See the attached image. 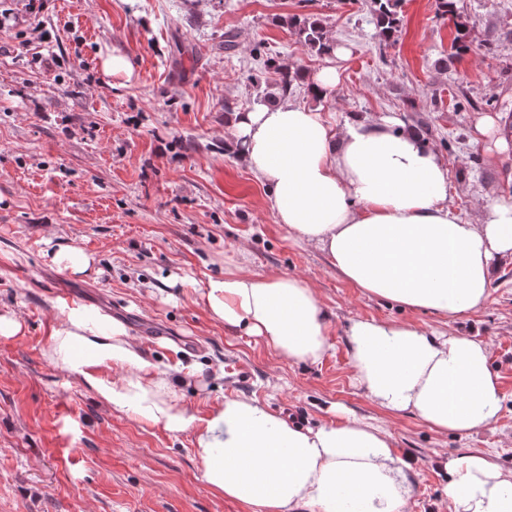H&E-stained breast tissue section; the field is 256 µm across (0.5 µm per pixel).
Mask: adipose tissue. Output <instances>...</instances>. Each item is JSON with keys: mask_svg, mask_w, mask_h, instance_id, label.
<instances>
[{"mask_svg": "<svg viewBox=\"0 0 512 512\" xmlns=\"http://www.w3.org/2000/svg\"><path fill=\"white\" fill-rule=\"evenodd\" d=\"M339 82L334 62L309 78L314 105L287 99L232 115L234 149L267 188L275 222L368 295L450 320L483 308L497 260L512 257V197L463 217L448 201L445 159L413 128L323 110ZM196 294L213 321L288 362L315 364L331 348L329 314L301 278L240 269ZM347 336L354 380L387 412L461 436L498 419L487 342L376 319L353 320ZM44 355L110 410L173 436L194 432L205 483L251 512L410 508L414 462L382 428L349 418L303 428L250 397L220 402L199 423L176 391L182 376L153 369L124 323L99 308L62 305ZM113 368L120 378L108 377ZM442 468L450 512H512V470L481 454Z\"/></svg>", "mask_w": 512, "mask_h": 512, "instance_id": "obj_1", "label": "adipose tissue"}]
</instances>
